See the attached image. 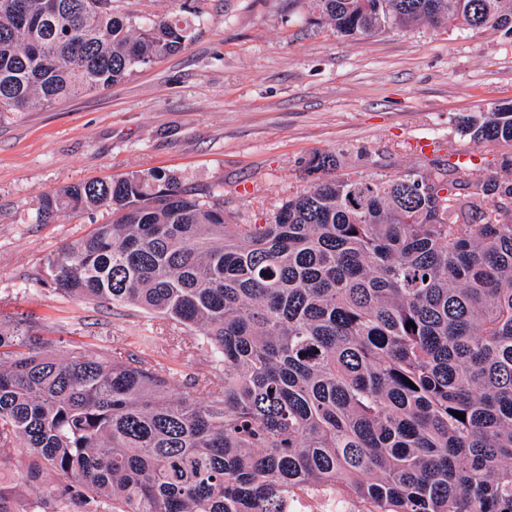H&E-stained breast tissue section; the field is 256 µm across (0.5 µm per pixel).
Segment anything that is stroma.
Masks as SVG:
<instances>
[{
	"label": "stroma",
	"mask_w": 512,
	"mask_h": 512,
	"mask_svg": "<svg viewBox=\"0 0 512 512\" xmlns=\"http://www.w3.org/2000/svg\"><path fill=\"white\" fill-rule=\"evenodd\" d=\"M135 17L183 14L186 48L104 90L46 108L0 112V318L32 317L101 353L154 339L152 355L179 372L183 393L209 369L192 333L142 312L95 306L44 286L45 263L109 211L35 220L42 195L65 184L165 169L207 193L224 187L240 224L271 220L313 181L301 162L344 151L350 171L403 172L438 156L469 152L472 178L497 171L496 152L477 148L464 118L512 101V41L454 23L358 39L304 21L300 0H114Z\"/></svg>",
	"instance_id": "1"
}]
</instances>
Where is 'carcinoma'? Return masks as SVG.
Segmentation results:
<instances>
[{"instance_id":"cac0c4a2","label":"carcinoma","mask_w":512,"mask_h":512,"mask_svg":"<svg viewBox=\"0 0 512 512\" xmlns=\"http://www.w3.org/2000/svg\"><path fill=\"white\" fill-rule=\"evenodd\" d=\"M305 3L340 37L454 21L512 38V0ZM192 37L112 0H0V112L105 89ZM466 131L511 148L498 176L444 158L339 174L342 153L317 151L319 181L264 224L156 169L41 196L40 224L112 214L42 283L198 333L211 373L177 397L149 336L100 356L1 319L0 463L24 512H290L336 488L363 512H512V102Z\"/></svg>"}]
</instances>
